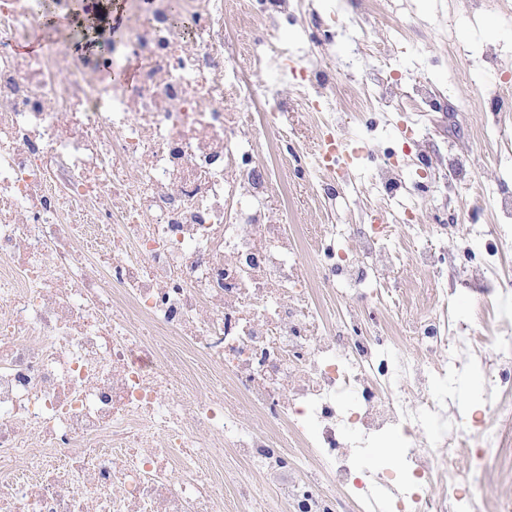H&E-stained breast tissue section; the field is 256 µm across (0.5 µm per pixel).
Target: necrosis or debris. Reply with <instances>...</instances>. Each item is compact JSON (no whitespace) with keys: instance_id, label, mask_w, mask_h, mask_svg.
I'll use <instances>...</instances> for the list:
<instances>
[{"instance_id":"obj_1","label":"necrosis or debris","mask_w":512,"mask_h":512,"mask_svg":"<svg viewBox=\"0 0 512 512\" xmlns=\"http://www.w3.org/2000/svg\"><path fill=\"white\" fill-rule=\"evenodd\" d=\"M127 2L77 61L39 16L98 0H0V512H336L340 489L353 512H478L488 460L512 472V336L481 331L512 298V230L470 233L497 246L468 320L431 250L424 287L382 303L360 284L405 251L387 227L286 219L296 162L325 161L289 148V103L255 77L289 72L335 138L319 56L260 47L306 0H180L187 29L171 0ZM373 84L362 109L430 104ZM466 353L486 376L468 415L448 395ZM390 436L401 494L358 469Z\"/></svg>"}]
</instances>
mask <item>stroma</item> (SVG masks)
<instances>
[{
    "instance_id": "35a3bbf8",
    "label": "stroma",
    "mask_w": 512,
    "mask_h": 512,
    "mask_svg": "<svg viewBox=\"0 0 512 512\" xmlns=\"http://www.w3.org/2000/svg\"><path fill=\"white\" fill-rule=\"evenodd\" d=\"M309 15L281 21L270 31L273 46L294 53L317 47L319 57L340 81L337 110H345L363 91L360 75L390 72L409 90L425 80L443 94L452 115L431 113L416 123L408 112L353 113L341 133L349 141L351 160L345 179L336 181V206L320 213L310 200L311 178L297 180L288 198L292 224H387L404 205L415 224L448 227L444 273L459 275L468 262L461 250L469 225L505 224L512 218L493 208H479L483 192L512 193V161L499 158L501 145L512 143V122L502 127L499 142L473 140L475 127L493 126L484 88L460 80L462 71H479L486 85L512 84V0H497L495 9L476 8L473 0H400L408 26L391 39L376 19L370 0H309ZM464 46L449 53L447 33ZM392 157L404 176L398 197L377 193L371 176L382 158Z\"/></svg>"
}]
</instances>
